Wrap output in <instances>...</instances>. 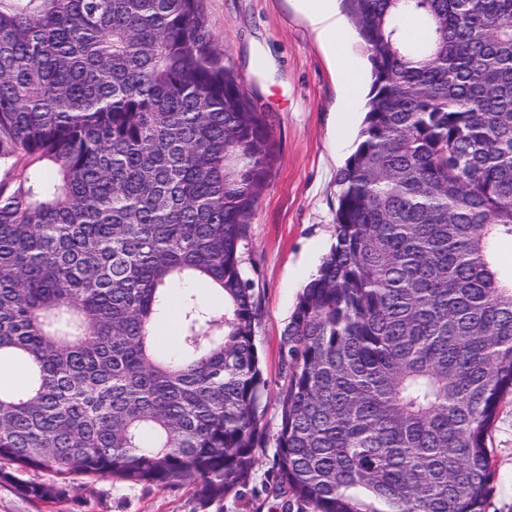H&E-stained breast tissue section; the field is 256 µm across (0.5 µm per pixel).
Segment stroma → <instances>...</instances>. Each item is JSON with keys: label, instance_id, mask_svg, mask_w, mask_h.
I'll return each mask as SVG.
<instances>
[{"label": "stroma", "instance_id": "1", "mask_svg": "<svg viewBox=\"0 0 512 512\" xmlns=\"http://www.w3.org/2000/svg\"><path fill=\"white\" fill-rule=\"evenodd\" d=\"M224 61L243 81L256 111L268 117L275 157L249 219L245 271L260 294L256 344L269 382L264 421L275 427L283 383L281 335L299 293L334 241L336 173L352 153L362 109L340 110L341 81L293 0H202ZM494 490L486 512H512V401L496 419ZM273 448L258 453L246 487L204 503L190 480L130 484L76 478L66 495L45 503L19 495L0 477V512H275L262 488Z\"/></svg>", "mask_w": 512, "mask_h": 512}]
</instances>
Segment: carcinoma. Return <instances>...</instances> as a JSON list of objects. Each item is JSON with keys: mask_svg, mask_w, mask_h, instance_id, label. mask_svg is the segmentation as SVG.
I'll use <instances>...</instances> for the list:
<instances>
[{"mask_svg": "<svg viewBox=\"0 0 512 512\" xmlns=\"http://www.w3.org/2000/svg\"><path fill=\"white\" fill-rule=\"evenodd\" d=\"M371 84L335 242L281 337L243 269L273 144L199 0H0V462L246 486L280 512H483L512 397V0H342ZM176 352L156 343L177 285ZM47 471L50 482L19 475Z\"/></svg>", "mask_w": 512, "mask_h": 512, "instance_id": "carcinoma-1", "label": "carcinoma"}]
</instances>
